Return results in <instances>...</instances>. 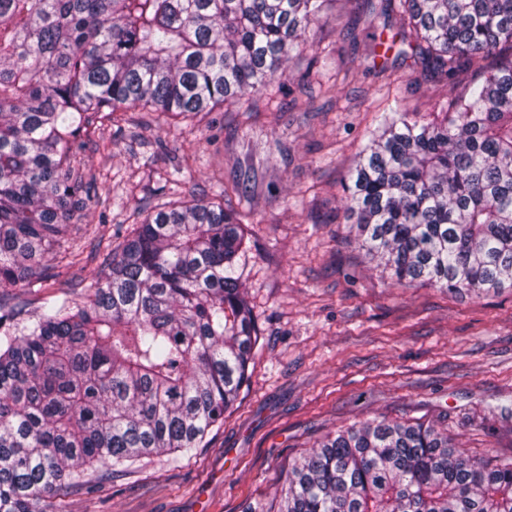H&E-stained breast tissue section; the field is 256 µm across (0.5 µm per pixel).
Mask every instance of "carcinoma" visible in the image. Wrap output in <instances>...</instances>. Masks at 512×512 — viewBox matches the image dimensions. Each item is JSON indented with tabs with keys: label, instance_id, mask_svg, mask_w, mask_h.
Returning a JSON list of instances; mask_svg holds the SVG:
<instances>
[{
	"label": "carcinoma",
	"instance_id": "obj_1",
	"mask_svg": "<svg viewBox=\"0 0 512 512\" xmlns=\"http://www.w3.org/2000/svg\"><path fill=\"white\" fill-rule=\"evenodd\" d=\"M372 10L438 87L439 121L399 107L344 175V219L394 284L479 297L512 288V0H345ZM327 0H0V290L57 267L99 271L83 300L0 302V512H68L88 472L188 455L248 385L261 329L241 282L251 168L215 197L162 202L125 236L70 220L98 198L86 152L129 112L179 124L284 85ZM271 512H512V458H473L448 430L372 421L328 435Z\"/></svg>",
	"mask_w": 512,
	"mask_h": 512
}]
</instances>
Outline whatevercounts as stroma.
I'll use <instances>...</instances> for the list:
<instances>
[{"label": "stroma", "mask_w": 512, "mask_h": 512, "mask_svg": "<svg viewBox=\"0 0 512 512\" xmlns=\"http://www.w3.org/2000/svg\"><path fill=\"white\" fill-rule=\"evenodd\" d=\"M314 35L320 50L354 63L343 110L309 90L330 85L308 57L290 64L286 89L198 114L193 125L129 124L107 152H88L99 199L76 212L131 225L172 165L186 156V197L211 196L240 165L257 171L239 201L254 219L242 281L263 335L252 377L222 426L196 454L142 458L110 481L73 487L72 512H266L280 477L325 435L381 417L434 422L470 456H512V291L481 298L443 288H400L350 240L341 180L382 112L395 105L432 120L446 101L424 75L386 87L368 40L336 22Z\"/></svg>", "instance_id": "1"}]
</instances>
